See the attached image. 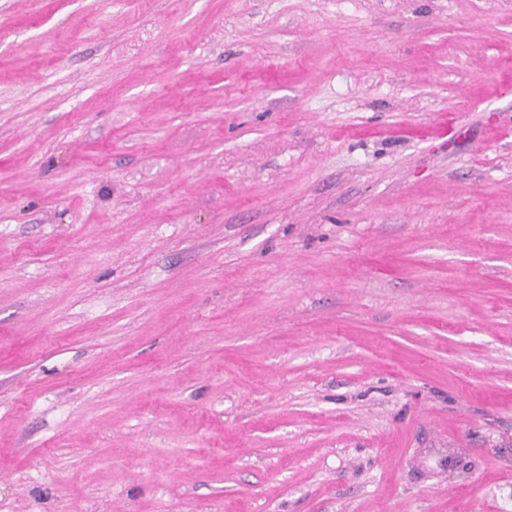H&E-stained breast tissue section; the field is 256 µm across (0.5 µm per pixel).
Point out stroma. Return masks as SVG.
<instances>
[{"label":"stroma","mask_w":512,"mask_h":512,"mask_svg":"<svg viewBox=\"0 0 512 512\" xmlns=\"http://www.w3.org/2000/svg\"><path fill=\"white\" fill-rule=\"evenodd\" d=\"M0 512H512V0H0Z\"/></svg>","instance_id":"stroma-1"}]
</instances>
